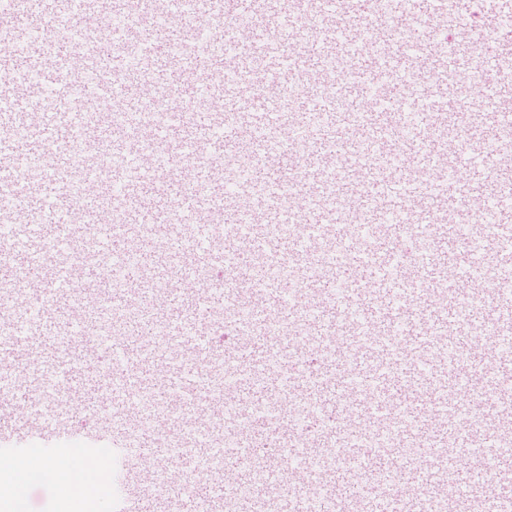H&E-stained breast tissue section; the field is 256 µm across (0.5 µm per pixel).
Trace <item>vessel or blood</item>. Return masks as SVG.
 Wrapping results in <instances>:
<instances>
[{"instance_id":"obj_1","label":"vessel or blood","mask_w":512,"mask_h":512,"mask_svg":"<svg viewBox=\"0 0 512 512\" xmlns=\"http://www.w3.org/2000/svg\"><path fill=\"white\" fill-rule=\"evenodd\" d=\"M471 4L12 0L0 462L43 448L123 471L116 512H224L239 484L235 512H422L444 469L436 512H512V0L476 23ZM46 85L61 111L31 110ZM160 91L162 121L144 99ZM219 260L234 292L210 284ZM166 404L203 418L148 424Z\"/></svg>"}]
</instances>
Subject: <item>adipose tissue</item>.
<instances>
[{
    "label": "adipose tissue",
    "mask_w": 512,
    "mask_h": 512,
    "mask_svg": "<svg viewBox=\"0 0 512 512\" xmlns=\"http://www.w3.org/2000/svg\"><path fill=\"white\" fill-rule=\"evenodd\" d=\"M35 474L69 488L80 487L91 481L90 476L82 468H64L38 456L20 463L0 466V512H8L20 483Z\"/></svg>",
    "instance_id": "ef3b65f1"
}]
</instances>
